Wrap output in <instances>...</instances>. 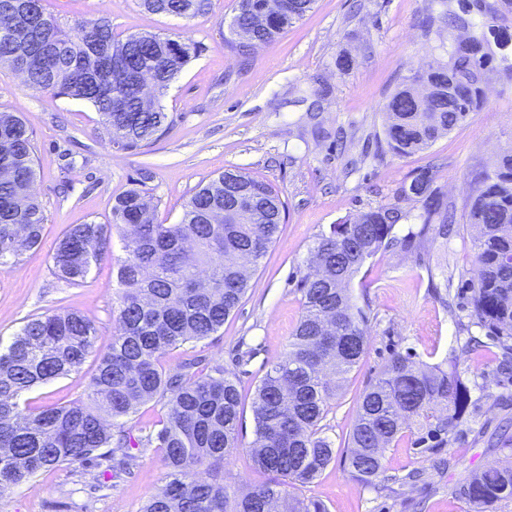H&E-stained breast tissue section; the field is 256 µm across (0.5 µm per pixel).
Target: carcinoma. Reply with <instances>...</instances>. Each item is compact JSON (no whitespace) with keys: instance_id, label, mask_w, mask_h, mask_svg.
<instances>
[{"instance_id":"carcinoma-1","label":"carcinoma","mask_w":512,"mask_h":512,"mask_svg":"<svg viewBox=\"0 0 512 512\" xmlns=\"http://www.w3.org/2000/svg\"><path fill=\"white\" fill-rule=\"evenodd\" d=\"M147 11L190 20L208 0H139ZM238 0L230 32L241 45L268 44L311 9L313 0ZM457 7L430 10L422 34L442 36L447 59H433L391 94L386 147L380 154L408 156L428 148L487 102L497 75L512 78V0H456ZM17 20L11 39L0 40V63L24 76L27 88L91 104L125 148L148 145L170 126L168 114L146 96L139 76L150 74L158 94L198 54L197 45L176 40L163 49L155 34L118 38L104 18L85 19L64 30L44 4L0 0V20ZM124 89L125 107L112 109V88ZM35 148L26 122L0 112V271L18 264L19 252L37 246L44 229L34 197ZM426 173L399 190H423V229L446 227L455 206L431 189ZM247 199V209L224 213V192ZM474 238L475 276L466 283L471 316L487 335L512 339V151L499 156L478 179L466 204ZM285 203L269 183L226 171L200 187L184 206L179 224H158L154 207L132 188L112 207V223L135 228L118 268L120 285L112 338L98 357L87 406L22 409L23 393L79 369L92 354L99 330L79 313L31 319L0 348V493L26 484L47 466L105 459L101 448L123 451L155 446L164 453L165 483L140 512H327L316 500L288 497L287 486L312 482L334 458L322 421L367 343V312L348 285L380 250L396 241V224L407 214L384 204L335 224L310 252L316 273L298 284L303 314L285 355L256 387L253 401L257 468L270 479L230 496L224 459L240 447L241 395L235 372L222 365L205 371L188 364L167 371L171 349L216 333L240 306L257 265L279 232ZM108 244L104 224H71L52 255L54 273L81 284ZM166 399L160 428L140 437L119 420L153 399ZM471 405V390L450 366L418 363L393 353L381 375L360 396L346 456L349 474L376 486L392 477L385 452L415 424L440 448ZM116 422L104 425L102 414ZM467 501L484 509L512 500V462L472 473L462 485Z\"/></svg>"}]
</instances>
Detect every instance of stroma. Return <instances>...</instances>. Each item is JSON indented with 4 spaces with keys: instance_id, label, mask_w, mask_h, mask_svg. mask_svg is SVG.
<instances>
[{
    "instance_id": "obj_1",
    "label": "stroma",
    "mask_w": 512,
    "mask_h": 512,
    "mask_svg": "<svg viewBox=\"0 0 512 512\" xmlns=\"http://www.w3.org/2000/svg\"><path fill=\"white\" fill-rule=\"evenodd\" d=\"M440 0H314L305 16L276 41L239 56L230 22L237 0H210L188 21L155 14L138 0H46L61 27L84 18H108L116 35L153 33L198 43V56L176 76L160 104L171 127L156 141L133 149L113 145L98 112L88 103L25 87L18 72L0 65V112L21 116L33 133L34 193L45 216L39 247L23 252L16 269L0 272V342L10 343L31 319L77 312L99 329L105 351L114 326L117 268L125 256V231L112 224V206L144 179L161 224L180 223L183 207L201 185L227 170L270 183L286 204L276 241L249 270V288L238 311L212 336L169 351L168 370L185 363L235 369L242 396L240 448L224 461L229 493L266 481L255 465L253 401L267 370L283 356L303 305L297 288L308 273L317 239L332 225L381 204L407 212L396 238L410 240L380 251L350 284L369 317L366 351L333 399L325 433L335 448L331 463L312 482L291 488L318 500L327 512H471L460 488L467 475L501 464L500 443L512 436V368L503 369L507 344L475 326L464 296L440 301L433 286L461 283L475 272V228L465 206L478 175L512 148V80L492 83L488 101L426 150L399 158L375 157L383 136L382 107L410 71L439 56V42L425 39L419 21ZM350 54L353 66L336 61ZM456 207L447 238L422 234V203L397 192L421 171ZM111 227L110 244L84 283L53 273L52 255L72 224ZM482 341L470 348L469 337ZM252 350L242 367L238 351ZM430 365L456 366L471 389L472 404L447 445L417 448L407 429L388 448L384 464L395 483L368 487L344 466L357 404L392 352ZM97 360L24 394L23 407L87 403ZM421 471L422 480L404 476ZM163 451L141 448L128 465L79 463L42 469L29 485L0 495V512H139L162 487Z\"/></svg>"
}]
</instances>
